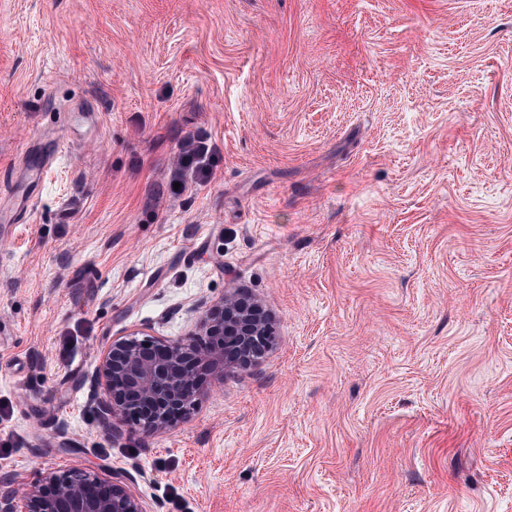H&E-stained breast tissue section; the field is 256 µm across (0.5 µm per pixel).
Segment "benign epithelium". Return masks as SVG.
<instances>
[{"label": "benign epithelium", "mask_w": 512, "mask_h": 512, "mask_svg": "<svg viewBox=\"0 0 512 512\" xmlns=\"http://www.w3.org/2000/svg\"><path fill=\"white\" fill-rule=\"evenodd\" d=\"M194 341L133 332L101 356L94 382L103 389L97 412L103 431L120 419L133 433H163L186 418L197 400L201 370L247 368L273 343L271 320L236 291L201 318ZM128 474L107 478L86 469H49L30 485L0 480V512H145Z\"/></svg>", "instance_id": "benign-epithelium-1"}]
</instances>
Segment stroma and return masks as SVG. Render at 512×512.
I'll list each match as a JSON object with an SVG mask.
<instances>
[{"label":"stroma","mask_w":512,"mask_h":512,"mask_svg":"<svg viewBox=\"0 0 512 512\" xmlns=\"http://www.w3.org/2000/svg\"><path fill=\"white\" fill-rule=\"evenodd\" d=\"M217 146L175 191L180 139ZM0 478L122 471L146 512H512V0H0ZM241 290L249 369L101 429L112 338ZM56 156L57 148L53 145L27 161L21 169L19 186L9 207L0 208V222L15 224L16 219H21L29 212L38 185Z\"/></svg>","instance_id":"stroma-1"}]
</instances>
